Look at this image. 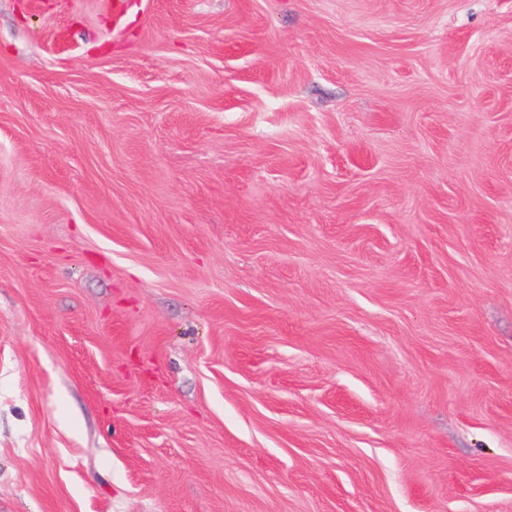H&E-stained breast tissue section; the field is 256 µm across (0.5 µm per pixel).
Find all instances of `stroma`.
<instances>
[{"mask_svg":"<svg viewBox=\"0 0 512 512\" xmlns=\"http://www.w3.org/2000/svg\"><path fill=\"white\" fill-rule=\"evenodd\" d=\"M0 512H512V0H0Z\"/></svg>","mask_w":512,"mask_h":512,"instance_id":"35a3bbf8","label":"stroma"}]
</instances>
